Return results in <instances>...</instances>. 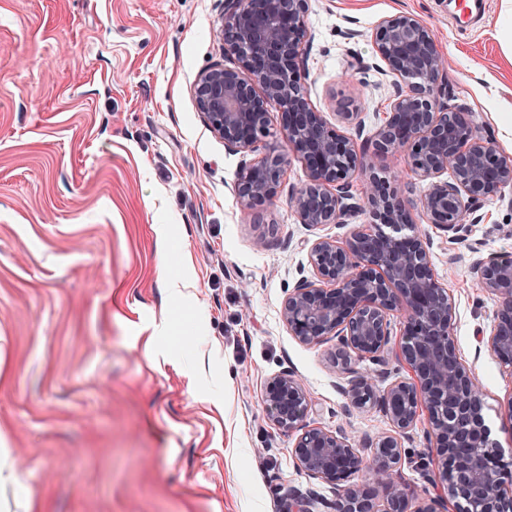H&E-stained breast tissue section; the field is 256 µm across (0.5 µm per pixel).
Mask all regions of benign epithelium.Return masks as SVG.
I'll use <instances>...</instances> for the list:
<instances>
[{"label":"benign epithelium","mask_w":512,"mask_h":512,"mask_svg":"<svg viewBox=\"0 0 512 512\" xmlns=\"http://www.w3.org/2000/svg\"><path fill=\"white\" fill-rule=\"evenodd\" d=\"M307 10L308 0H224L217 34L236 68L213 66L193 85L204 122L228 151L242 156L235 193L243 218L278 196L290 152L308 172V182L289 195L299 223L346 224L362 210L372 218L342 241L311 243L315 280H299L288 290L281 316L303 344L336 340L345 413L378 409L394 433L352 436L341 427L315 426L307 422L312 399L302 383L291 371L275 375L264 392L267 418L293 437L297 469L336 489L335 499L320 501L313 488L290 486L288 504L295 512H439L447 495L459 501V512H512V465L489 438L481 384L459 358L455 305L435 275L430 240L414 224L409 201L378 167L381 157L406 153L412 170L430 180L419 200L428 223L462 240L465 215L512 188V157L482 134L475 113L448 110L444 56L433 30L412 14L376 27V53L398 82L385 123L357 149L303 93ZM270 105L280 112L287 149L270 147L252 159L271 135ZM357 175L365 177L359 199L351 192ZM474 273L498 298L489 332L477 331L480 343L512 372V256L481 259ZM395 313L403 318L401 352L414 379L382 388ZM423 408L443 492L418 497L404 484L400 462Z\"/></svg>","instance_id":"1"}]
</instances>
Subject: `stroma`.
Returning <instances> with one entry per match:
<instances>
[{"label":"stroma","instance_id":"1","mask_svg":"<svg viewBox=\"0 0 512 512\" xmlns=\"http://www.w3.org/2000/svg\"><path fill=\"white\" fill-rule=\"evenodd\" d=\"M224 0H0V512H290L314 486L266 417L268 380L293 371L311 423L390 430L342 415L336 346L303 344L280 315L312 278L309 244L341 224H300L288 204L307 174L242 221L240 156L201 118L197 76L225 63ZM413 14L447 59L448 105L475 112L512 155V0L457 25L444 0H310L303 91L335 123L344 102L366 133L386 119L393 75L373 33ZM358 38L344 36L347 28ZM456 307L462 363L479 377L490 437L512 458V373L479 348L496 296L476 255L512 254V192L489 200L467 240L417 216ZM266 233L258 248L254 237ZM420 413L404 480L438 477Z\"/></svg>","mask_w":512,"mask_h":512}]
</instances>
